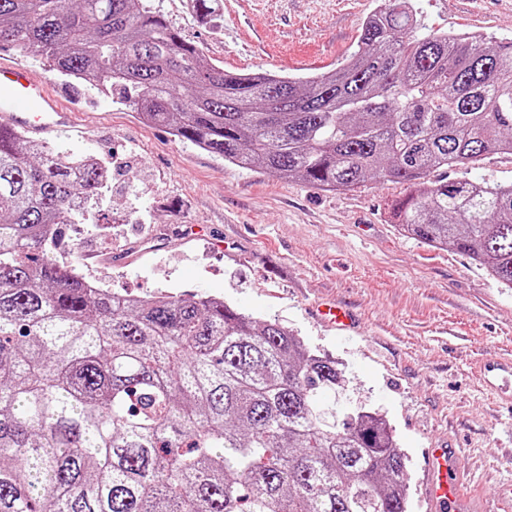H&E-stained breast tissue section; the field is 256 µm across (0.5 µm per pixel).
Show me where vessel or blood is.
<instances>
[{
	"label": "vessel or blood",
	"mask_w": 512,
	"mask_h": 512,
	"mask_svg": "<svg viewBox=\"0 0 512 512\" xmlns=\"http://www.w3.org/2000/svg\"><path fill=\"white\" fill-rule=\"evenodd\" d=\"M76 112L63 108L47 85L29 80L25 68L0 66V124L22 128L34 138L68 129ZM486 390L512 408V356L486 359L476 366ZM459 449L439 444L427 449L421 490L431 512H481L468 491Z\"/></svg>",
	"instance_id": "obj_1"
}]
</instances>
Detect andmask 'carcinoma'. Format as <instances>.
I'll return each instance as SVG.
<instances>
[{
	"label": "carcinoma",
	"instance_id": "cac0c4a2",
	"mask_svg": "<svg viewBox=\"0 0 512 512\" xmlns=\"http://www.w3.org/2000/svg\"><path fill=\"white\" fill-rule=\"evenodd\" d=\"M420 29L388 0L343 63L297 78L224 71L150 0H0V51L241 168L410 183L400 231L512 288V184L427 181L512 154V42ZM109 184L97 157L0 131V512H408L386 421L322 405L336 362L218 298L112 293L54 256Z\"/></svg>",
	"mask_w": 512,
	"mask_h": 512
}]
</instances>
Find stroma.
Here are the masks:
<instances>
[{"label": "stroma", "mask_w": 512, "mask_h": 512, "mask_svg": "<svg viewBox=\"0 0 512 512\" xmlns=\"http://www.w3.org/2000/svg\"><path fill=\"white\" fill-rule=\"evenodd\" d=\"M383 0H220L215 18L185 0L155 7L217 65L305 76L343 62L364 20ZM424 31L512 41L507 0H412ZM75 125L54 143L110 161L112 181L97 210L109 233L63 229L78 272L100 287L142 299L170 292L212 295L278 319L308 347L339 363L342 388L324 402L343 413L370 410L390 424L408 458L409 512H425L420 455L445 442L463 449L472 486L493 506L512 481V413L481 391L475 362L512 348V288L453 247L405 236L390 205L405 183L372 180L324 191L242 169L138 112L82 86ZM512 183V155L431 173V180ZM332 301L356 316L344 333L314 315Z\"/></svg>", "instance_id": "stroma-1"}]
</instances>
